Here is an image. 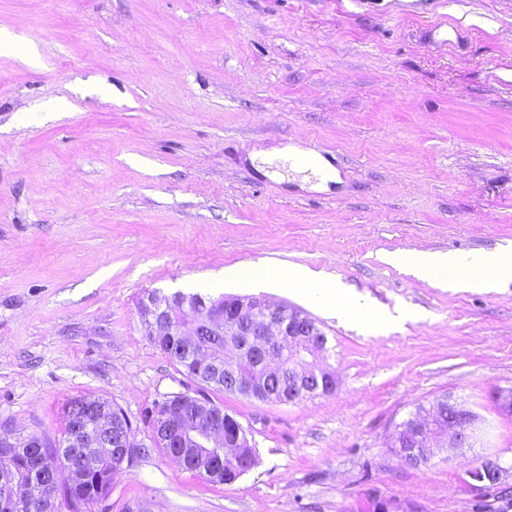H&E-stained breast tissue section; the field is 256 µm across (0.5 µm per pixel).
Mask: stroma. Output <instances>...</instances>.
I'll use <instances>...</instances> for the list:
<instances>
[{"mask_svg":"<svg viewBox=\"0 0 512 512\" xmlns=\"http://www.w3.org/2000/svg\"><path fill=\"white\" fill-rule=\"evenodd\" d=\"M35 47L0 52V432L63 437L99 397L140 418L202 395L152 344L137 301L196 285L288 304L328 338L338 385L293 404L211 392L257 464L211 484L159 450L94 512H512V282L448 287L385 254L512 246V0H0ZM323 152L326 191L258 173L253 151ZM305 265L397 315H328L235 265ZM481 418L476 447L419 468L387 446L441 394ZM504 472L499 462L488 456L472 469L471 478L483 487L498 486Z\"/></svg>","mask_w":512,"mask_h":512,"instance_id":"stroma-1","label":"stroma"}]
</instances>
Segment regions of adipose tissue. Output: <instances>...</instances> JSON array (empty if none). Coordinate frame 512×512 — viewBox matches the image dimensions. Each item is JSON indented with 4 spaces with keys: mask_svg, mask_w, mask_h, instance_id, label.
I'll return each mask as SVG.
<instances>
[{
    "mask_svg": "<svg viewBox=\"0 0 512 512\" xmlns=\"http://www.w3.org/2000/svg\"><path fill=\"white\" fill-rule=\"evenodd\" d=\"M258 170L282 169L301 175L303 182L313 188L323 189L338 181L336 168L319 153H305L303 148L288 146L269 151H259L251 156ZM410 271L423 276L432 273L447 274L450 281L466 288H493L512 281V248L498 249L484 254L478 260L454 253L415 254L409 261ZM263 282L266 287H288L289 290L325 304L330 310L349 314L361 312L360 299L346 295L335 280L305 266L289 267L287 275L268 274Z\"/></svg>",
    "mask_w": 512,
    "mask_h": 512,
    "instance_id": "1",
    "label": "adipose tissue"
}]
</instances>
